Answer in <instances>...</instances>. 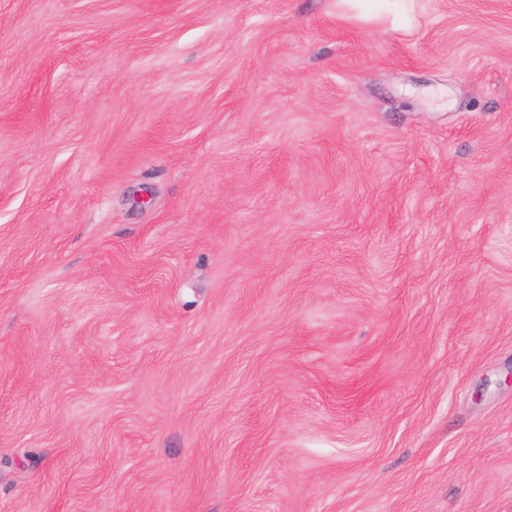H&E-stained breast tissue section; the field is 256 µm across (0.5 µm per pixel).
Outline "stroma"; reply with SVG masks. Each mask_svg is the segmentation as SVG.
Wrapping results in <instances>:
<instances>
[{"instance_id":"35a3bbf8","label":"stroma","mask_w":512,"mask_h":512,"mask_svg":"<svg viewBox=\"0 0 512 512\" xmlns=\"http://www.w3.org/2000/svg\"><path fill=\"white\" fill-rule=\"evenodd\" d=\"M0 512H512V0H0Z\"/></svg>"}]
</instances>
